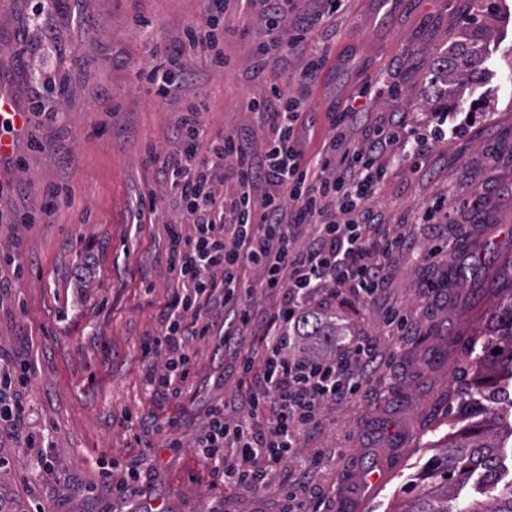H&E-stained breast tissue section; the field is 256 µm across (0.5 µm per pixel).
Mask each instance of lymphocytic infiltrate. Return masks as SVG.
<instances>
[{
	"label": "lymphocytic infiltrate",
	"instance_id": "f902f5d3",
	"mask_svg": "<svg viewBox=\"0 0 512 512\" xmlns=\"http://www.w3.org/2000/svg\"><path fill=\"white\" fill-rule=\"evenodd\" d=\"M205 22L190 26L141 74L165 96L188 80L193 57L210 55L224 66L220 48L231 18L259 8L267 38L254 52L260 74L280 71L287 54L304 53L315 31L345 8V0H204ZM293 29L282 39V25ZM328 72L326 56L309 58L295 74V91L270 84L246 98L265 130L262 145L243 132L206 131L204 104L189 101L176 124L175 154L149 162L160 171L178 203L181 221L166 227L167 263L179 286L158 310V335L142 340L148 385L179 399L189 377L195 342L224 327V345L241 350L238 391L230 403L212 407L196 441L214 482L239 490L260 489L268 470L294 456L300 436L316 426L326 402L356 395L362 371L376 360L368 337H342L331 356L295 354L292 331L313 302L354 295L371 303L383 292L386 261L412 246L393 233L386 215L373 210L387 169L383 157H419L425 143L405 124L379 127L366 140L356 127L381 97L364 85L339 112L330 113L332 135L320 151L307 152L314 124L308 107L312 87ZM232 181V198L214 185ZM308 241H301L303 227ZM275 294V310L259 309L256 292ZM273 421L261 425V418Z\"/></svg>",
	"mask_w": 512,
	"mask_h": 512
}]
</instances>
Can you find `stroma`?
Segmentation results:
<instances>
[{"label":"stroma","instance_id":"1","mask_svg":"<svg viewBox=\"0 0 512 512\" xmlns=\"http://www.w3.org/2000/svg\"><path fill=\"white\" fill-rule=\"evenodd\" d=\"M32 7L0 0V93L31 115L9 160L0 159V367L31 365L20 389L25 435L0 433V495L28 512L38 504L46 512H282L291 491L307 512H341L355 500L359 512H397L458 413L451 394L469 366L471 339L512 275V0L491 23V81L466 91L445 117L426 100L432 63L477 15L474 0H395L389 9L382 0H348L311 43L338 60L313 101L341 104L379 82L392 91L372 103L368 128L400 112L428 135L426 155L390 166L371 201L420 249L393 253L379 301L318 309L323 321L371 337L378 358L358 394L325 403L295 457L257 491L213 485L193 448L209 408L236 390L232 352L217 336L198 342L181 398L163 402L145 386L140 342L158 332L154 303L177 286L165 227L179 213L147 155L176 150L179 107L196 93L207 131H258L241 103L270 83L252 74L265 21L243 14L247 36L224 38L229 66L197 58L191 81L161 98L138 74L202 20L203 0H56L42 30L28 22ZM52 96L63 118L39 115ZM442 118L465 132L430 138ZM55 186L71 202L50 212L46 192ZM147 191L156 210L138 224L137 197ZM438 198L448 211L440 238L451 249L431 266L424 254L440 238L415 216ZM427 277L440 282L437 296L424 292ZM392 308L410 319L413 336L387 337ZM41 445L47 470L36 460ZM134 461L141 497H113V480ZM375 473L378 489L364 492Z\"/></svg>","mask_w":512,"mask_h":512}]
</instances>
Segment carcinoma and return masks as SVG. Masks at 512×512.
I'll return each instance as SVG.
<instances>
[{
  "label": "carcinoma",
  "mask_w": 512,
  "mask_h": 512,
  "mask_svg": "<svg viewBox=\"0 0 512 512\" xmlns=\"http://www.w3.org/2000/svg\"><path fill=\"white\" fill-rule=\"evenodd\" d=\"M492 50L479 18L472 17L433 64L435 99L453 110L465 91L489 81ZM296 335L320 350L336 344V328L314 314ZM470 351L471 379L460 381L456 400L463 425H448V441L418 480L420 491L400 512H512V467L502 449H512V291L492 324Z\"/></svg>",
  "instance_id": "carcinoma-1"
}]
</instances>
